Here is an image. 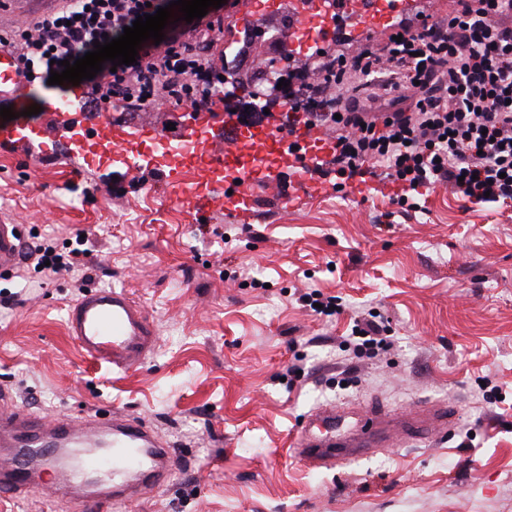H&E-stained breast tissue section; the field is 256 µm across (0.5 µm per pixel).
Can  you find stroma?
<instances>
[{
    "label": "stroma",
    "instance_id": "stroma-1",
    "mask_svg": "<svg viewBox=\"0 0 512 512\" xmlns=\"http://www.w3.org/2000/svg\"><path fill=\"white\" fill-rule=\"evenodd\" d=\"M264 44L235 73L291 68ZM40 152L39 167L26 157ZM161 169L87 163L68 138L0 144V217L23 241L86 232L92 283L147 309L157 331L140 368L89 360L65 315L73 275L0 273V388L13 408L81 422L145 421L180 452L142 498L101 512H512V200L463 202L445 186L421 210L394 212L395 187L358 180L318 196L249 187L250 223L229 206L158 192ZM340 297L343 313L303 307L305 293ZM375 316L387 345L370 354L351 336ZM333 406L342 429L374 412L406 418L446 409L445 429L309 465L292 443L313 410ZM54 471L0 512H94L55 487Z\"/></svg>",
    "mask_w": 512,
    "mask_h": 512
}]
</instances>
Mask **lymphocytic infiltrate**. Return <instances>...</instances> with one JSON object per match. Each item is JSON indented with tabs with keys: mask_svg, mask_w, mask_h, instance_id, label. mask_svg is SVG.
Masks as SVG:
<instances>
[{
	"mask_svg": "<svg viewBox=\"0 0 512 512\" xmlns=\"http://www.w3.org/2000/svg\"><path fill=\"white\" fill-rule=\"evenodd\" d=\"M161 0H61L53 11L0 31L17 73L46 84L51 64L74 61L115 39ZM386 46L326 54L302 64L291 107L333 139L337 179L397 184L399 212L418 211L436 185L473 204L512 199V0H456L448 16L392 28ZM224 17L178 21L162 42L142 43L133 65L104 62L88 82L92 104L129 112L164 106L211 111L224 81ZM89 252L61 253L47 238L23 258L45 277L74 272L86 283Z\"/></svg>",
	"mask_w": 512,
	"mask_h": 512,
	"instance_id": "obj_1",
	"label": "lymphocytic infiltrate"
}]
</instances>
